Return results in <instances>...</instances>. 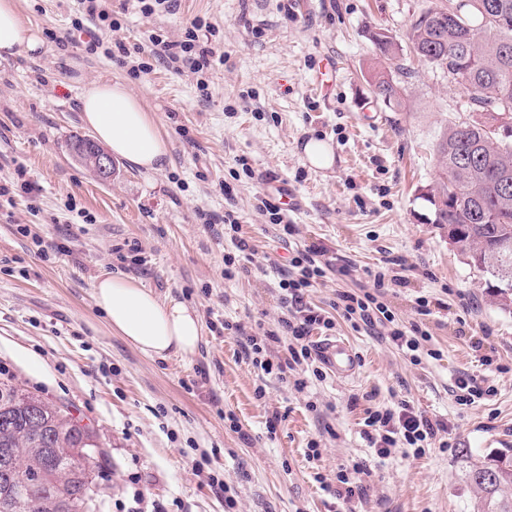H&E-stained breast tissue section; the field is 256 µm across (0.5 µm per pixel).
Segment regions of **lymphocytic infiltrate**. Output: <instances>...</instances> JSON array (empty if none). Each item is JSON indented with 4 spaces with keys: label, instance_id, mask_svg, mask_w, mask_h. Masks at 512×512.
Here are the masks:
<instances>
[{
    "label": "lymphocytic infiltrate",
    "instance_id": "f902f5d3",
    "mask_svg": "<svg viewBox=\"0 0 512 512\" xmlns=\"http://www.w3.org/2000/svg\"><path fill=\"white\" fill-rule=\"evenodd\" d=\"M198 41L199 35L193 27L187 29L185 40L179 43L156 36L152 39L153 55L160 60L183 63L198 72L210 67L214 56L213 50L199 47ZM330 270L345 276L350 267L345 263L333 265L327 248L321 245L313 244L294 252L278 283L284 315L277 329L250 332L240 324L234 327L246 359L265 374L282 381L290 378L295 386L305 387V380L295 375L298 366L311 367L314 377L323 375L322 360L310 339L312 332L332 330L340 318L352 327L376 331L411 361H419L418 351L422 342L428 341L429 331L416 322L407 326L396 323L384 301L389 288L406 284L402 268L379 267L371 274V289L339 292L334 310L329 313L313 306L308 296L311 288ZM447 431V422L429 417L410 401L401 399L381 409L367 410L363 437L377 457L385 458L396 448L442 441Z\"/></svg>",
    "mask_w": 512,
    "mask_h": 512
}]
</instances>
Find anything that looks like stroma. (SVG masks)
Wrapping results in <instances>:
<instances>
[{
    "instance_id": "obj_1",
    "label": "stroma",
    "mask_w": 512,
    "mask_h": 512,
    "mask_svg": "<svg viewBox=\"0 0 512 512\" xmlns=\"http://www.w3.org/2000/svg\"><path fill=\"white\" fill-rule=\"evenodd\" d=\"M435 2L179 0L145 14L138 0H112L113 30L79 0H18L44 46L0 64V185L10 189L0 197V374L92 431L102 459L96 512H224L212 473L234 488L235 512H471L465 456L512 448V314L430 224L423 198L439 179L441 133L476 117L460 86L410 48L411 21ZM196 20L222 62L194 74L152 60L153 35L183 40ZM375 28L400 45L408 69L394 110L364 78ZM142 61L150 71H136ZM98 78L123 81L141 100L167 142L161 170L119 161L104 183L75 159L70 144L88 133L80 95ZM312 138L330 146V168L306 161ZM25 179L40 185L36 196L19 192ZM279 189L302 202L288 214L286 244L260 209ZM205 212L217 224H204ZM227 213L254 248L249 274L230 280ZM312 243L351 264L350 276L327 272L311 291L325 310L338 292L371 288L368 273L385 259H402L408 282L385 301L399 322L428 327L420 363L341 320L334 333L359 357L349 379L311 376L300 391L246 360L225 323L275 327L283 311L273 264L287 261L288 246ZM106 274L195 309L196 352L150 358L112 334L93 297ZM420 296L443 305L418 317ZM485 356L505 372L483 366ZM462 373L496 396L458 404ZM400 399L447 421V447L375 456L365 411ZM354 460L369 471L367 492L346 505L321 484Z\"/></svg>"
}]
</instances>
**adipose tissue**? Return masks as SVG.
<instances>
[{
    "instance_id": "1",
    "label": "adipose tissue",
    "mask_w": 512,
    "mask_h": 512,
    "mask_svg": "<svg viewBox=\"0 0 512 512\" xmlns=\"http://www.w3.org/2000/svg\"><path fill=\"white\" fill-rule=\"evenodd\" d=\"M40 31L20 14L17 0H0V61L39 53ZM82 119L113 156L143 172L161 167L167 143L141 102L127 87L107 80L81 94ZM94 300L111 332L148 356L195 353L201 326L196 312L174 299L162 300L130 279L107 276L94 285Z\"/></svg>"
}]
</instances>
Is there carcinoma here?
Returning a JSON list of instances; mask_svg holds the SVG:
<instances>
[{
    "label": "carcinoma",
    "instance_id": "obj_1",
    "mask_svg": "<svg viewBox=\"0 0 512 512\" xmlns=\"http://www.w3.org/2000/svg\"><path fill=\"white\" fill-rule=\"evenodd\" d=\"M376 65L366 80L388 106L401 105V91L388 64L400 48L382 29L371 30ZM413 54L447 73L469 95L474 111L512 113V0H444L411 24ZM440 172L426 201L433 222L469 264L488 277L503 309L512 308V133L487 130L485 122L454 123L436 148ZM0 512H85L92 491L96 444L87 427L11 380H0ZM58 421L61 431L33 448L31 428ZM45 456L46 465L4 473L13 458ZM465 478L475 492L474 512H512V448L465 460Z\"/></svg>",
    "mask_w": 512,
    "mask_h": 512
}]
</instances>
